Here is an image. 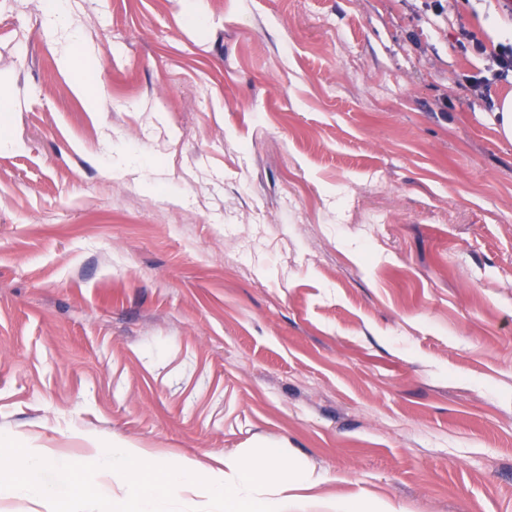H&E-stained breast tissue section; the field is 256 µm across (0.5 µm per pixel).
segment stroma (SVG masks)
<instances>
[{
    "label": "stroma",
    "mask_w": 512,
    "mask_h": 512,
    "mask_svg": "<svg viewBox=\"0 0 512 512\" xmlns=\"http://www.w3.org/2000/svg\"><path fill=\"white\" fill-rule=\"evenodd\" d=\"M60 4L0 0V437L512 512L496 0Z\"/></svg>",
    "instance_id": "1"
}]
</instances>
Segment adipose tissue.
Listing matches in <instances>:
<instances>
[{
  "label": "adipose tissue",
  "mask_w": 512,
  "mask_h": 512,
  "mask_svg": "<svg viewBox=\"0 0 512 512\" xmlns=\"http://www.w3.org/2000/svg\"><path fill=\"white\" fill-rule=\"evenodd\" d=\"M48 465L74 499L85 501L96 495L95 483L82 479L78 467L54 461L44 449L24 448L10 439L0 442V495L48 501L38 478ZM101 468L132 479L124 496L113 502L116 512H165L169 503L189 494L206 498L223 512H306L311 502L308 491L315 485L312 476H297L283 466L272 447L248 463L225 456L223 470L216 473L191 461H164L118 442ZM266 486L273 487V495H261Z\"/></svg>",
  "instance_id": "1"
}]
</instances>
